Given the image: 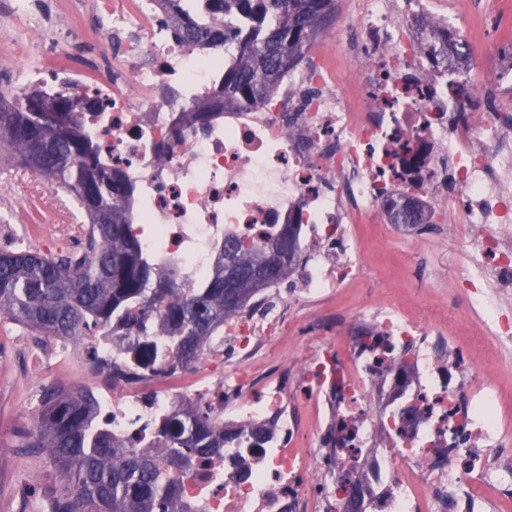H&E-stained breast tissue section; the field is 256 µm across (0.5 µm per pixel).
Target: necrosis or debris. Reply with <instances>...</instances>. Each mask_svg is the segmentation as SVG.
I'll return each mask as SVG.
<instances>
[{"instance_id": "necrosis-or-debris-1", "label": "necrosis or debris", "mask_w": 512, "mask_h": 512, "mask_svg": "<svg viewBox=\"0 0 512 512\" xmlns=\"http://www.w3.org/2000/svg\"><path fill=\"white\" fill-rule=\"evenodd\" d=\"M409 0H371L341 57L316 48L263 104L193 109L224 86L236 45L176 40L161 0H74L112 52L96 75L47 70L67 50L68 18L40 23L13 45L15 71L47 99L86 102L75 113L99 163L127 187L132 233L178 287H200L218 245L252 246L295 227L304 261L291 282L265 289L225 321L213 346L172 373L137 364L143 329L90 326L64 351H37V369L78 358L118 443L146 448L185 400L219 416L232 442L164 483L191 512H501L512 502V415L485 367L468 357L445 314L375 301L333 319L335 336L307 355L302 376L258 373L259 350L279 343L289 299L354 275L360 224H386L404 200L447 216L469 266L461 289L492 317L472 338L512 342V112H476L486 76L433 53L424 19L458 17Z\"/></svg>"}]
</instances>
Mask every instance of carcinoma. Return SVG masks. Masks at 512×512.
<instances>
[{
	"mask_svg": "<svg viewBox=\"0 0 512 512\" xmlns=\"http://www.w3.org/2000/svg\"><path fill=\"white\" fill-rule=\"evenodd\" d=\"M178 19L176 35L224 38L219 13L237 10L250 21L239 34L238 55L224 73L226 107L255 106L305 55L336 15V0H209L201 20L193 0H165ZM0 112V153L71 199L85 226L84 249L70 256L38 248L0 249V316L48 338L70 340L89 325L131 326V308L145 299L161 303L158 332L172 357L192 362L212 333L245 310L258 292L288 279L298 262L289 229L253 247L228 242L212 278L188 292L175 286L128 230L121 204L125 187L95 164V149L75 119L46 112ZM68 132L57 128V121ZM267 270L257 285L251 273ZM236 272L234 287L224 283ZM24 448H40L61 474L54 512H184L160 480L159 461L188 468L224 447V430L192 402L166 420L151 445L126 450L101 425L96 399L59 386L45 392Z\"/></svg>",
	"mask_w": 512,
	"mask_h": 512,
	"instance_id": "cac0c4a2",
	"label": "carcinoma"
}]
</instances>
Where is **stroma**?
Masks as SVG:
<instances>
[{"label": "stroma", "instance_id": "stroma-1", "mask_svg": "<svg viewBox=\"0 0 512 512\" xmlns=\"http://www.w3.org/2000/svg\"><path fill=\"white\" fill-rule=\"evenodd\" d=\"M437 9L476 15L478 66H497L512 57V0H436ZM73 52L45 60L46 68H88L100 50L89 18L74 17ZM62 198L29 171L8 166L0 171V225H9L11 244L30 246L41 236L68 224ZM359 278L336 288L321 301L298 305L281 356L296 364L299 351H314L312 319L354 313L370 298L433 307L445 305L466 270L458 243L439 224L425 225L415 236L400 235L391 224L362 225L357 240ZM30 331L0 318V512H46L61 478L45 454L24 447L45 387L28 366Z\"/></svg>", "mask_w": 512, "mask_h": 512}]
</instances>
